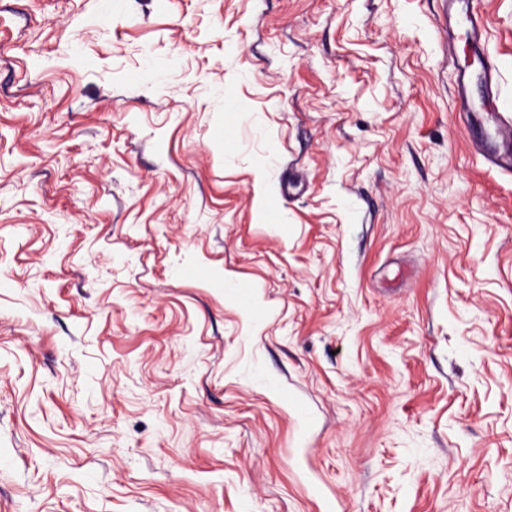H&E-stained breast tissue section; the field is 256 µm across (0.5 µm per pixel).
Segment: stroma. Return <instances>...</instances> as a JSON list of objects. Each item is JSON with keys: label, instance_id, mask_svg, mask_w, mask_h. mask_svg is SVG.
Listing matches in <instances>:
<instances>
[{"label": "stroma", "instance_id": "1", "mask_svg": "<svg viewBox=\"0 0 512 512\" xmlns=\"http://www.w3.org/2000/svg\"><path fill=\"white\" fill-rule=\"evenodd\" d=\"M443 10L0 0V512H512V174ZM495 115L494 133L480 132L472 143L492 163L499 167L511 170V164L507 161L511 157L512 149V124L501 119L499 114Z\"/></svg>", "mask_w": 512, "mask_h": 512}]
</instances>
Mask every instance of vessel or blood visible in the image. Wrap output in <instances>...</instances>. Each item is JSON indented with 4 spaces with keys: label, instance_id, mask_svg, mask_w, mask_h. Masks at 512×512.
Returning <instances> with one entry per match:
<instances>
[{
    "label": "vessel or blood",
    "instance_id": "obj_1",
    "mask_svg": "<svg viewBox=\"0 0 512 512\" xmlns=\"http://www.w3.org/2000/svg\"><path fill=\"white\" fill-rule=\"evenodd\" d=\"M449 24L465 23L467 26L468 42L474 53L479 54L481 64V81L485 87V96L481 106L482 111H497L499 94L496 86L498 66L496 62L484 53L483 39L485 25L481 12L472 0H449ZM474 145L492 163L507 167L512 162V123L496 120L493 134L479 133L473 139Z\"/></svg>",
    "mask_w": 512,
    "mask_h": 512
}]
</instances>
